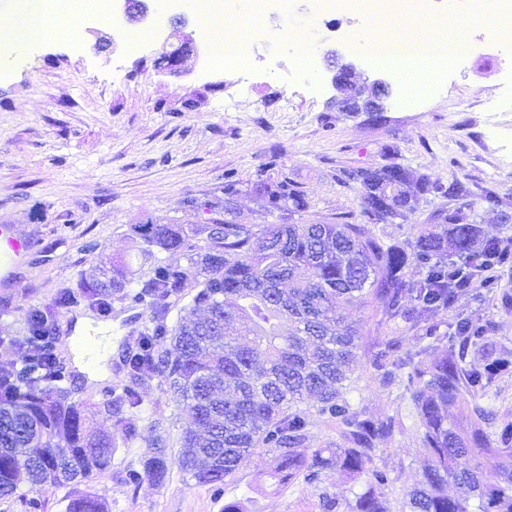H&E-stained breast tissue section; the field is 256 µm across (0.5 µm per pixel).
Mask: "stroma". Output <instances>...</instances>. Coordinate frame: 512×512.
<instances>
[{"label":"stroma","instance_id":"1","mask_svg":"<svg viewBox=\"0 0 512 512\" xmlns=\"http://www.w3.org/2000/svg\"><path fill=\"white\" fill-rule=\"evenodd\" d=\"M358 23L333 16L317 26L323 51H338L358 65L360 77L383 79L391 95L380 117L340 112L326 60L314 91L289 85L293 50L255 45L257 74L252 96L225 111L224 98L234 72L207 67L213 52L196 38L195 52L184 59L181 75H170L156 60L155 41L142 53L128 51L124 37L113 36L111 21L82 23L72 41L45 40L37 48L0 59V225H13L31 246L9 278L0 279V336L24 331L27 313L49 310L59 336L58 353L73 363L69 344L76 319L112 325V359L105 381L87 382L76 374L77 396L98 401L103 386L125 381L122 355L148 319L147 311L115 301L108 313L81 302L62 307L63 289L90 283L112 285V264L123 261L137 273L149 267L131 239L134 224H207L224 218V173L249 180L278 154L275 175L288 176L309 201L296 224H332L359 213L361 188L338 182L343 168H376L396 163L412 176L440 183L458 179L476 190L492 188L512 195V142L499 140L470 108L474 98L497 95L512 56L474 54L447 89L429 99L401 103L405 86L390 69L371 66L352 51L349 38ZM121 72H114V65ZM199 202L187 209L185 199ZM94 251H84L85 242ZM362 332L357 351L361 404L376 417L407 414L406 400L375 380L368 356L391 330L372 307L351 311ZM143 405L131 416L138 435L117 438L108 470L82 484V491L106 497L109 512H224L230 502L243 512H320L318 489L350 497L357 481L342 472L323 476L320 485L296 480L273 485L272 453H255L215 494L170 465L167 478L129 485L126 473L140 469L147 443L156 434L175 442L191 415L146 373ZM424 449L412 434H399L378 453L375 466L389 470L387 491L392 512L404 492L421 478Z\"/></svg>","mask_w":512,"mask_h":512}]
</instances>
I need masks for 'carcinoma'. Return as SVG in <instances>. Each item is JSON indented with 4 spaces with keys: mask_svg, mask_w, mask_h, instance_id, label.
Wrapping results in <instances>:
<instances>
[{
    "mask_svg": "<svg viewBox=\"0 0 512 512\" xmlns=\"http://www.w3.org/2000/svg\"><path fill=\"white\" fill-rule=\"evenodd\" d=\"M277 165L274 153L251 182L260 207L285 216L307 210L288 177L268 174ZM339 180L361 186L359 224H134L131 235L155 256L145 275L120 266L110 288L88 286L78 297L61 291L62 305L83 299L106 313L111 298L148 311L119 393L105 387L96 403L74 397V374L57 357L58 337L44 311L31 310L23 335L0 336V346L18 354L0 369V500L22 485L40 493L111 467L114 432L136 436L127 414L140 409L141 374L150 370L191 412L175 462L197 483L222 490L264 449L280 483L312 484L334 470L366 474L351 499L320 493L321 512H390L389 470L365 466L380 443L408 428L399 417L364 415L352 397L361 333L348 311L371 304L380 321L416 344L402 355L400 337L387 336L369 359L372 376L408 399L427 454L422 480L405 491L400 512H512V412L493 406L499 384L512 378V348L499 343L489 316L454 311L460 297L500 288L499 270L512 267V233L486 236L459 207L401 239L387 228L400 229L393 219L413 209L414 192L466 198L472 190L458 179L445 187L422 175L412 191L408 171L395 163L344 169ZM242 186L236 172L224 174V214ZM379 192L390 194L383 210L375 206ZM480 198L508 216L511 200L492 189ZM160 251H179L186 264L167 263L156 257ZM190 280L197 288L190 311L172 324ZM445 311L448 321H435ZM316 419L336 428L334 447H308ZM167 472L166 439L158 435L142 471L129 472L127 481L162 482ZM67 512L109 510L104 497L77 493Z\"/></svg>",
    "mask_w": 512,
    "mask_h": 512,
    "instance_id": "obj_1",
    "label": "carcinoma"
}]
</instances>
